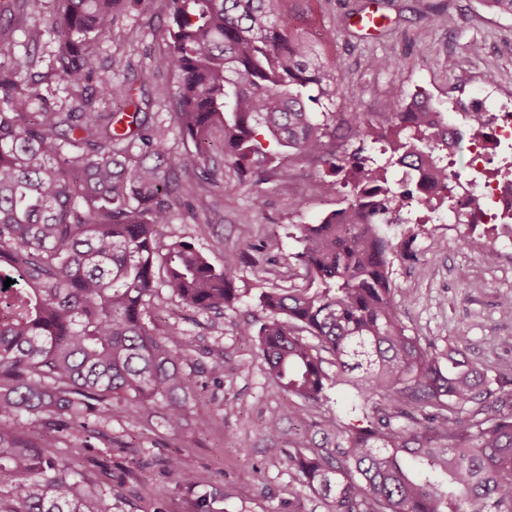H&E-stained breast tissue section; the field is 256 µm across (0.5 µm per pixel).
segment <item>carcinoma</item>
<instances>
[{
    "mask_svg": "<svg viewBox=\"0 0 512 512\" xmlns=\"http://www.w3.org/2000/svg\"><path fill=\"white\" fill-rule=\"evenodd\" d=\"M142 0H58L56 72L75 92L68 112L33 107L34 76L0 65V417L58 419L75 438L88 420L123 404L130 413L165 406L179 432L187 417L184 357L192 347L174 325H149L160 289L202 312L240 299L239 256L212 264L192 243H167L160 228L186 206L175 169L219 187L213 157L257 184L275 147L345 175L346 206L296 225L301 288L258 297V349L275 386L319 403L337 386L359 399L353 423L313 421L288 460L328 512H512V393L496 394L491 371L453 347L424 346L407 333L395 299L391 256L420 232L393 228L404 213L438 210L448 163L434 117L404 110L352 118L359 140L385 141L374 166L357 150L336 154L323 138L336 75L317 44L284 20L285 0H166L168 43L157 67L176 77L174 115L190 147L170 162L168 128L136 80L95 85L93 42L120 47L124 13ZM43 0H7L9 22ZM107 101L117 108L103 111ZM435 170L441 197L423 194L414 165ZM406 169L394 183L388 168ZM14 284L4 287L6 279ZM13 477L7 512H110L42 444L0 423V471Z\"/></svg>",
    "mask_w": 512,
    "mask_h": 512,
    "instance_id": "1",
    "label": "carcinoma"
}]
</instances>
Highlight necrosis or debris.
Segmentation results:
<instances>
[{
  "mask_svg": "<svg viewBox=\"0 0 512 512\" xmlns=\"http://www.w3.org/2000/svg\"><path fill=\"white\" fill-rule=\"evenodd\" d=\"M448 111L467 124L474 113L483 116L473 138L471 172L454 183L449 217L488 228L512 223V160L500 154L502 146L512 147V97L499 95L489 80L478 98L465 106L449 105Z\"/></svg>",
  "mask_w": 512,
  "mask_h": 512,
  "instance_id": "1",
  "label": "necrosis or debris"
}]
</instances>
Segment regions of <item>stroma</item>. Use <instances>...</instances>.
I'll return each mask as SVG.
<instances>
[{"instance_id": "1", "label": "stroma", "mask_w": 512, "mask_h": 512, "mask_svg": "<svg viewBox=\"0 0 512 512\" xmlns=\"http://www.w3.org/2000/svg\"><path fill=\"white\" fill-rule=\"evenodd\" d=\"M370 0H302L290 9L297 31L316 35L332 31L320 50L334 68L340 90L325 139L327 149L385 162L377 143H359L350 132L354 115L376 120L399 111L418 92L440 107L450 98L468 96L494 74L505 91H512V17L498 16L487 0H378L388 19L376 37L363 38L349 27L348 13ZM56 0H44L38 15L15 23L11 43L0 45V64L11 66L34 58L40 105L68 111L74 91L56 73L58 41L51 31ZM128 38L121 48L111 39L97 42L103 68L100 79H133L153 67L167 46L164 0H144L141 10L123 17ZM479 44L472 53L471 44ZM390 56L393 68L369 67L371 56ZM455 59L448 69L447 59ZM359 96H350L348 86ZM173 79L160 73L146 86L153 111L171 132L163 145L170 157L186 147L174 129L171 101ZM325 170L315 159L293 155L269 165L259 184L242 180L225 165L219 188L200 186L188 174L178 179L194 205L195 218L177 211L163 227L165 241L191 242L222 264L225 253L242 258L236 286L239 302L224 313H199L160 297L157 321L185 330L193 349L184 363L195 395L184 429L172 433L162 410L130 418L120 407L100 413L92 433L76 440L54 423L25 418L7 419V426L38 439L45 449L82 472L84 490L112 512H328L322 498L300 485L288 463L289 440L311 420L349 421L355 398L346 387L330 390L324 405L300 401L282 421V437L265 433L266 421L281 409L283 398L266 373L255 337L238 327L260 315L258 296L272 287L303 285V269L294 259L299 245L294 227L310 224L344 206L345 188L325 194ZM251 223H241L243 214ZM425 226L408 253L394 256L390 269L398 293L401 318L409 334L422 343L444 347L459 343L471 359L501 373L502 387L512 392V347L501 344L512 336V312L502 300L512 296V254L487 262L464 240L467 225L424 214ZM208 223L198 235L199 223ZM222 357L224 373L213 377L208 368ZM179 460L194 477L180 482L169 472ZM122 485L124 503L112 500L114 485Z\"/></svg>"}]
</instances>
